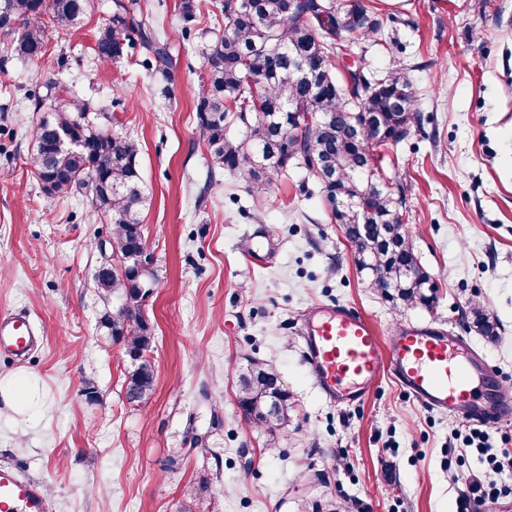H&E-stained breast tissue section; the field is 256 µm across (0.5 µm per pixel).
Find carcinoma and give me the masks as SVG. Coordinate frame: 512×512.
I'll use <instances>...</instances> for the list:
<instances>
[{"instance_id":"carcinoma-1","label":"carcinoma","mask_w":512,"mask_h":512,"mask_svg":"<svg viewBox=\"0 0 512 512\" xmlns=\"http://www.w3.org/2000/svg\"><path fill=\"white\" fill-rule=\"evenodd\" d=\"M91 0H0V31L13 36L6 52L34 59L45 51V20L76 25ZM224 29L204 52L206 78L195 112L211 166L245 171L259 200L295 160L305 163L350 245L367 287L398 305L429 308L434 292L414 252L403 210L404 187L384 167L373 168L369 151L382 154L406 140L419 123L417 90L403 68L371 81L356 61L336 67L347 54L344 39L373 37L379 23L364 0H221ZM141 46L158 70L170 61L167 43L147 27L139 0H112V16L97 32L94 57L115 64ZM306 63L302 82L295 63ZM39 112L31 135L29 165L43 189L58 197L83 195L112 225L105 273L94 279L115 311L103 315L110 336L122 341L133 360L128 401L154 389L153 327L135 283L142 270L113 262L145 255L140 213L148 197L138 167L135 138L87 120L89 106L75 97H54ZM374 134L363 129L366 115ZM246 128V138L227 136L230 123ZM69 139L62 141L60 133ZM480 335L494 341L499 323L480 305L468 312ZM288 389L273 366L250 360L239 373L237 403L251 423L273 433L288 412Z\"/></svg>"}]
</instances>
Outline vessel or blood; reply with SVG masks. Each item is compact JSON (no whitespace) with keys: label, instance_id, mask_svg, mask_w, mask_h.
Segmentation results:
<instances>
[{"label":"vessel or blood","instance_id":"vessel-or-blood-1","mask_svg":"<svg viewBox=\"0 0 512 512\" xmlns=\"http://www.w3.org/2000/svg\"><path fill=\"white\" fill-rule=\"evenodd\" d=\"M305 361L329 403H364L383 373L422 405L463 421L512 422V393L498 369L467 340L439 324H411L381 337L357 308L336 304L309 310L300 326ZM41 333L22 312H0V352L22 361ZM43 488L0 466V512H49Z\"/></svg>","mask_w":512,"mask_h":512}]
</instances>
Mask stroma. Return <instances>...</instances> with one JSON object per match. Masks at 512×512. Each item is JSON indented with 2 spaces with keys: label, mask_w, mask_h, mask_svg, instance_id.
Instances as JSON below:
<instances>
[{
  "label": "stroma",
  "mask_w": 512,
  "mask_h": 512,
  "mask_svg": "<svg viewBox=\"0 0 512 512\" xmlns=\"http://www.w3.org/2000/svg\"><path fill=\"white\" fill-rule=\"evenodd\" d=\"M141 2L170 40L168 74L94 60L111 0H93L77 27L47 24L41 58L0 68V311L27 313L44 334L23 362L0 353V382L14 390L0 393V466L42 483L50 512H459L475 481L512 506V468L465 448L468 423L387 375L362 406L327 403L299 337L314 304L355 307L383 336L441 323L512 390V0H372L381 31L352 47L369 79L403 66L417 88L422 120L389 160L432 277L429 309L367 288L303 162L261 205L246 174L210 175L195 104L219 0H197L188 25L179 0ZM49 81L141 145L143 234L158 277L144 307L155 388L142 403L125 397L130 361L101 325L93 283L112 227L81 197L45 194L27 163L28 95H45ZM253 235L273 244L267 264ZM472 303L499 320L496 341L462 319ZM251 359L273 365L290 395L273 435L237 403ZM88 383L97 401L83 396Z\"/></svg>",
  "instance_id": "stroma-1"
}]
</instances>
